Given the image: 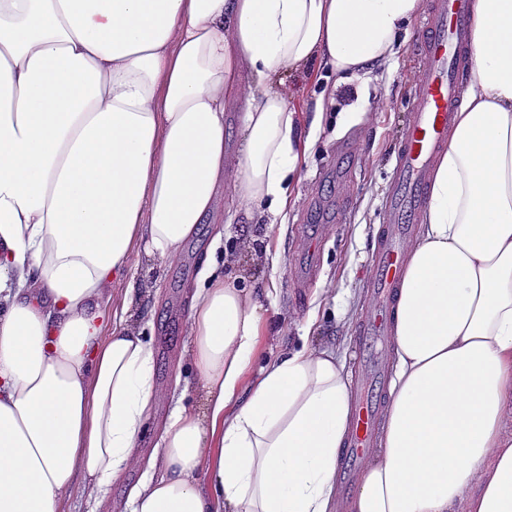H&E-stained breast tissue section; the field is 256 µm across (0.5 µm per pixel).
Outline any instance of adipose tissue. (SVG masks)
Instances as JSON below:
<instances>
[{
    "label": "adipose tissue",
    "mask_w": 512,
    "mask_h": 512,
    "mask_svg": "<svg viewBox=\"0 0 512 512\" xmlns=\"http://www.w3.org/2000/svg\"><path fill=\"white\" fill-rule=\"evenodd\" d=\"M466 102L395 296L381 444L342 500L344 359L259 372L262 306L205 258L188 330L206 411L174 408L158 475L114 512H512V0H472ZM423 0H0V512L101 502L136 463L155 350L113 323L135 250L162 260L224 200L278 217L334 90L389 65ZM242 146L227 159L226 110ZM314 68L308 74L286 71L282 75L293 94L294 101L305 112L312 111L315 100L319 98L323 90H328L335 80L334 75H330L324 70H318L315 73ZM318 74L321 75L320 78H318ZM328 75L329 78H327Z\"/></svg>",
    "instance_id": "ef3b65f1"
}]
</instances>
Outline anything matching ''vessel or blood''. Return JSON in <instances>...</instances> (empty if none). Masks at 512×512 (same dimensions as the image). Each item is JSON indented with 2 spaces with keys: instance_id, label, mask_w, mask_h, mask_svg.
<instances>
[{
  "instance_id": "obj_1",
  "label": "vessel or blood",
  "mask_w": 512,
  "mask_h": 512,
  "mask_svg": "<svg viewBox=\"0 0 512 512\" xmlns=\"http://www.w3.org/2000/svg\"><path fill=\"white\" fill-rule=\"evenodd\" d=\"M471 24L468 0H431L417 27L414 52L423 64L383 199L384 231L371 256L374 306L360 327L357 356L370 367L372 376L356 383L359 395L353 400L351 431L338 469L346 481L379 433L385 374L376 346L388 341L395 291L407 263L406 244L428 200L432 173L462 103Z\"/></svg>"
}]
</instances>
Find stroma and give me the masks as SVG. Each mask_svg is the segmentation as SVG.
Wrapping results in <instances>:
<instances>
[{
    "label": "stroma",
    "mask_w": 512,
    "mask_h": 512,
    "mask_svg": "<svg viewBox=\"0 0 512 512\" xmlns=\"http://www.w3.org/2000/svg\"><path fill=\"white\" fill-rule=\"evenodd\" d=\"M419 66L413 42H406L391 71L326 105L293 201L275 223H242L228 201L220 243H213L205 226L172 259L161 262L133 253L130 265L139 293L126 318L154 346L156 384L164 396L150 412L136 466L113 479L108 501L94 504L77 486L59 512H108L110 502L125 501L156 472L155 452L174 407L199 408L202 391L185 324L207 250H214L219 261L233 256L224 274L245 292L275 284L263 301L273 326L261 338L262 358L279 355L305 334L310 346L336 347L349 376L361 375L356 342L371 305L374 230L381 222L393 148L408 120Z\"/></svg>",
    "instance_id": "1"
}]
</instances>
